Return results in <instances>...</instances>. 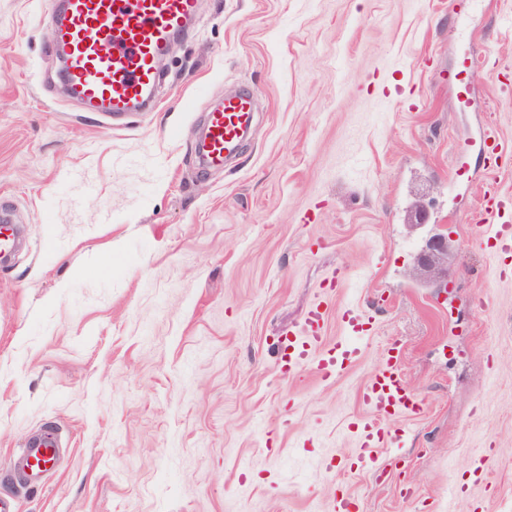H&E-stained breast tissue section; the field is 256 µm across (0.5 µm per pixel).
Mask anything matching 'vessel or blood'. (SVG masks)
Here are the masks:
<instances>
[{
    "instance_id": "b4317fda",
    "label": "vessel or blood",
    "mask_w": 512,
    "mask_h": 512,
    "mask_svg": "<svg viewBox=\"0 0 512 512\" xmlns=\"http://www.w3.org/2000/svg\"><path fill=\"white\" fill-rule=\"evenodd\" d=\"M197 4L198 0H58L53 48L63 55L66 82L91 110L110 113L113 118L146 109L154 101L167 47L184 31ZM104 43L110 45V53H101ZM252 121L251 95L246 89L211 109L206 118L203 165L223 167L228 157L239 152ZM329 308L326 301L316 305L304 334L289 339V365L311 367L322 378L358 359V343L370 328L369 319L347 306L339 314L346 338L324 341L321 329ZM360 399L373 417L359 422L357 438L364 460L373 463L376 450L393 444L389 420L424 412L422 400L405 381L398 346L388 347ZM57 446L58 439L50 431L30 441L21 450L23 467L34 473L46 471Z\"/></svg>"
}]
</instances>
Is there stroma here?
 I'll return each mask as SVG.
<instances>
[{
    "label": "stroma",
    "instance_id": "stroma-1",
    "mask_svg": "<svg viewBox=\"0 0 512 512\" xmlns=\"http://www.w3.org/2000/svg\"><path fill=\"white\" fill-rule=\"evenodd\" d=\"M52 12L0 0V212L24 236L0 261V495L327 512L341 487L362 512H512V259L473 222L488 179L512 197V0H200L159 104L119 126L66 92ZM245 86L251 138L200 173L206 106ZM443 232L447 298L412 271ZM323 300L327 340L336 307L373 317L360 359L282 374L279 340ZM393 340L425 412L391 420L379 477L352 426ZM45 430L58 459L18 483Z\"/></svg>",
    "mask_w": 512,
    "mask_h": 512
}]
</instances>
